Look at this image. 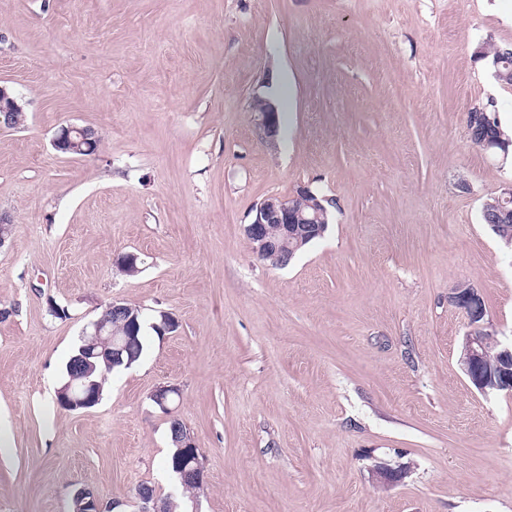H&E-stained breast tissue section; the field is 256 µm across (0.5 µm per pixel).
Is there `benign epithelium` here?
I'll return each mask as SVG.
<instances>
[{
    "label": "benign epithelium",
    "instance_id": "obj_1",
    "mask_svg": "<svg viewBox=\"0 0 512 512\" xmlns=\"http://www.w3.org/2000/svg\"><path fill=\"white\" fill-rule=\"evenodd\" d=\"M22 106L17 99L0 85V113L21 112ZM256 112V128L260 137L273 141L280 128V117L276 107L266 100L259 101ZM59 150H78L87 156L96 153L99 140L90 131L76 126L60 129L54 140ZM254 215L250 223L244 225L245 236L252 251L262 260L275 257L286 264L292 257L295 247L293 243H302L311 238L321 236L326 229V207L309 188L301 187L292 195H271L257 203L253 209ZM449 301L458 307L470 331L467 333L465 348L459 359V365L474 387L481 393H487L489 375L484 370V351L480 341V332L487 326L486 312L483 299L475 288L459 284L452 289ZM104 321L97 319L91 324L90 330L84 332L85 354L94 357L96 348L106 345L103 340ZM504 366L499 370L498 382L494 387L512 392V347L502 348ZM179 394L174 386H161L153 393L154 403L166 413H172L169 402L172 396ZM62 397L59 405L64 409L88 407L94 403L91 396H81V391L72 385H67L57 392ZM176 439L179 448L187 451L192 466L179 471L180 480H192L199 485L204 484L205 471L201 460V452L194 438L184 426H177ZM138 512H169V508L153 495L139 493ZM73 512H105V507L96 499L88 500L83 493L78 492L72 500Z\"/></svg>",
    "mask_w": 512,
    "mask_h": 512
}]
</instances>
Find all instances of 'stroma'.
I'll return each mask as SVG.
<instances>
[{
  "instance_id": "obj_1",
  "label": "stroma",
  "mask_w": 512,
  "mask_h": 512,
  "mask_svg": "<svg viewBox=\"0 0 512 512\" xmlns=\"http://www.w3.org/2000/svg\"><path fill=\"white\" fill-rule=\"evenodd\" d=\"M483 42L512 45V0H0V85L25 113L0 128V512H71L80 488L137 512L142 485L181 512H512V392L463 374L448 300L471 284L512 341V248L481 217L512 166L467 129L490 101L512 125V85ZM66 125L97 153L57 151ZM302 186L329 228L271 266L244 226ZM113 301L179 326L65 410ZM174 417L206 471L187 499ZM256 112V128L260 137L266 141H274L279 133L280 117L276 107L266 100H259V106L252 109ZM105 310V309H104ZM103 310V311H104ZM102 311V313H103ZM91 324V328L89 331L84 332V336H82V340L86 343L84 346V353L90 357L97 356L99 353L96 352V348L100 345L103 347V352L107 349V341L103 340L104 335V321L102 320L101 315ZM100 353V354H103Z\"/></svg>"
}]
</instances>
